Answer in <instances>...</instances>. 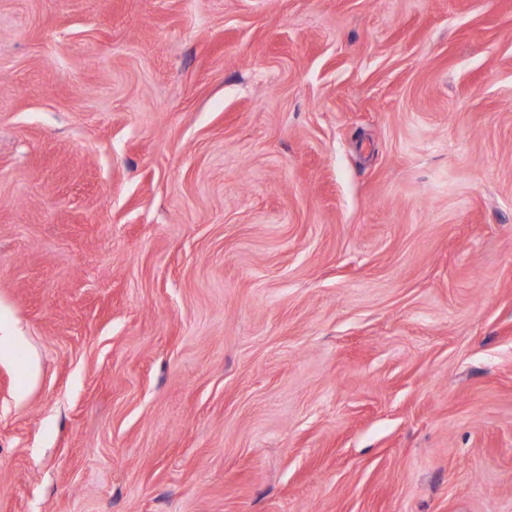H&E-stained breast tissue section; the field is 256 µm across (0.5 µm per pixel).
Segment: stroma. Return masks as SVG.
<instances>
[{
	"instance_id": "35a3bbf8",
	"label": "stroma",
	"mask_w": 512,
	"mask_h": 512,
	"mask_svg": "<svg viewBox=\"0 0 512 512\" xmlns=\"http://www.w3.org/2000/svg\"><path fill=\"white\" fill-rule=\"evenodd\" d=\"M0 512H512V0H0Z\"/></svg>"
}]
</instances>
